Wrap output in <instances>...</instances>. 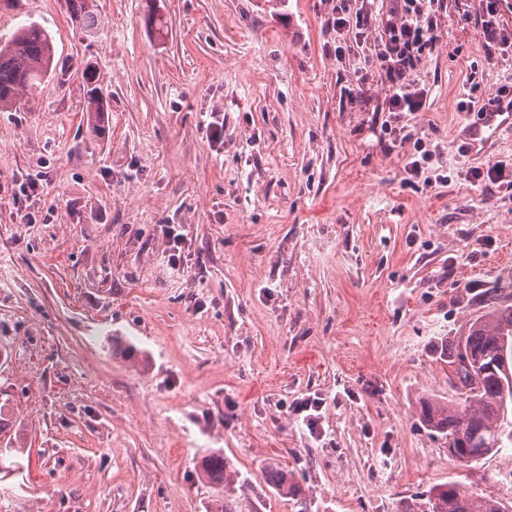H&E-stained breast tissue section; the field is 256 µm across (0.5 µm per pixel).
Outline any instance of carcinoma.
<instances>
[{
  "label": "carcinoma",
  "mask_w": 512,
  "mask_h": 512,
  "mask_svg": "<svg viewBox=\"0 0 512 512\" xmlns=\"http://www.w3.org/2000/svg\"><path fill=\"white\" fill-rule=\"evenodd\" d=\"M67 12L76 26L92 32L100 25L95 0H65ZM54 44L40 24L20 26L6 41H0V112L20 104L21 95L52 71ZM84 81L91 85L85 96L87 125L102 132L106 94L99 84V73L86 63ZM484 311L475 318L464 341L455 349V374L464 398L458 405L427 401L421 409L425 425L455 448L456 459L472 463L504 447L505 420L512 411V304L506 303L498 289L486 293ZM469 366H457L462 355ZM203 472L216 489L211 512H242L239 502L226 495V488L237 473L224 455L213 453L203 464ZM266 478L276 489L294 497L299 512H307L306 498L292 474L270 465ZM431 512H507L509 507L493 499L477 500L453 484L436 486L430 493Z\"/></svg>",
  "instance_id": "1"
}]
</instances>
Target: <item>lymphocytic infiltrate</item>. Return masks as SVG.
<instances>
[{"label": "lymphocytic infiltrate", "mask_w": 512, "mask_h": 512, "mask_svg": "<svg viewBox=\"0 0 512 512\" xmlns=\"http://www.w3.org/2000/svg\"><path fill=\"white\" fill-rule=\"evenodd\" d=\"M487 46L512 49L503 31L512 21V0H476ZM448 0H336L337 60L354 57L389 85L380 109L394 119L422 110L428 90L411 78L418 63L436 47L435 30Z\"/></svg>", "instance_id": "obj_1"}]
</instances>
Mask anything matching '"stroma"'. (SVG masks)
Returning <instances> with one entry per match:
<instances>
[{
    "instance_id": "1",
    "label": "stroma",
    "mask_w": 512,
    "mask_h": 512,
    "mask_svg": "<svg viewBox=\"0 0 512 512\" xmlns=\"http://www.w3.org/2000/svg\"><path fill=\"white\" fill-rule=\"evenodd\" d=\"M335 4L97 0L85 33L65 0H0V36L39 23L59 61L0 112V512H209L216 452L246 512H296L271 463L308 512H430L442 484L512 505L511 443L463 464L420 417L456 403L449 355L484 294L512 291V199L460 176L512 145L462 157L455 131L470 83L491 97L512 57L450 9L417 70L426 106L385 140L388 88L337 61ZM419 138L450 184L406 180ZM82 74L88 88L84 100L87 125L91 126L92 131L100 133L102 132L101 123H104L105 112H110L107 97L103 87L98 84L99 73L91 63L87 62L85 64ZM88 84L94 85L89 88ZM266 478L276 489L286 491L294 497L296 506L300 507L298 512L307 511L306 498L302 496V491L293 481L291 473L276 465H270L266 470Z\"/></svg>"
}]
</instances>
